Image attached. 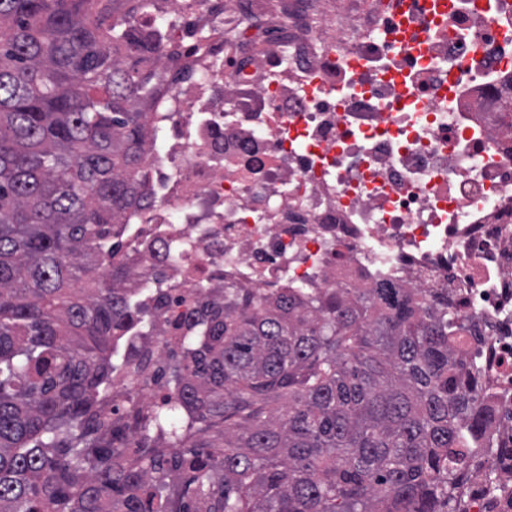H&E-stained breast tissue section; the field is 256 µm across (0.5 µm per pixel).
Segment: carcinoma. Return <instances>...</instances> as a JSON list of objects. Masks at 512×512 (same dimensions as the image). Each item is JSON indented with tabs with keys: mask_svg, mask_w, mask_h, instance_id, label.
Returning <instances> with one entry per match:
<instances>
[{
	"mask_svg": "<svg viewBox=\"0 0 512 512\" xmlns=\"http://www.w3.org/2000/svg\"><path fill=\"white\" fill-rule=\"evenodd\" d=\"M87 2L0 0V512H459L484 412L448 305L412 292L225 289L133 419L163 449L114 446L112 337L150 328L121 253L154 87Z\"/></svg>",
	"mask_w": 512,
	"mask_h": 512,
	"instance_id": "cac0c4a2",
	"label": "carcinoma"
}]
</instances>
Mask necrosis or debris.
<instances>
[{"label": "necrosis or debris", "mask_w": 512, "mask_h": 512, "mask_svg": "<svg viewBox=\"0 0 512 512\" xmlns=\"http://www.w3.org/2000/svg\"><path fill=\"white\" fill-rule=\"evenodd\" d=\"M129 26L155 46L152 202L125 217L155 332L116 341L108 420L163 409L178 322L225 287L415 288L463 319L488 414L454 494L512 512V0H150Z\"/></svg>", "instance_id": "necrosis-or-debris-1"}]
</instances>
